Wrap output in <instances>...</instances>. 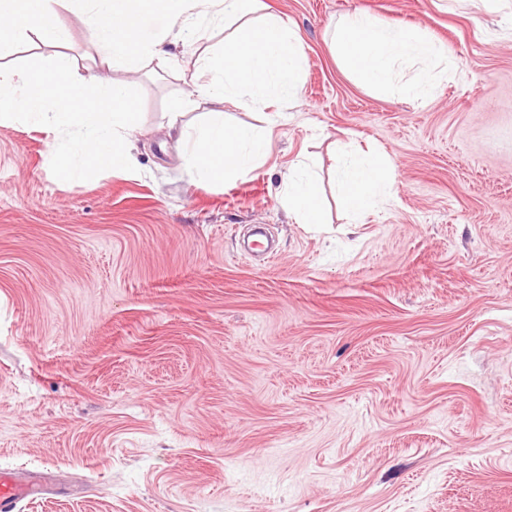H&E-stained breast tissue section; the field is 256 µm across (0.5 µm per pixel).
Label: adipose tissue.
<instances>
[{
    "label": "adipose tissue",
    "instance_id": "adipose-tissue-1",
    "mask_svg": "<svg viewBox=\"0 0 512 512\" xmlns=\"http://www.w3.org/2000/svg\"><path fill=\"white\" fill-rule=\"evenodd\" d=\"M257 0H0V31L12 37L35 36L40 43H62V9L79 4L91 20L92 46L106 65H129L150 58L166 62L164 44L196 43L202 31L236 22L237 34L224 53L203 51L201 80L193 86L185 111L169 116L179 134L190 175L212 182L249 172L269 156L272 133L267 128L228 125L225 101L247 96L256 103L273 97L289 99L299 89L302 46L287 22L274 16L254 21ZM335 42L344 63L376 86L393 80L397 63L418 62L419 70L405 90L414 99L432 94L437 75L431 68L446 50L429 38L402 26L383 23L355 13L341 19ZM197 120L185 118L197 110ZM341 203L355 219L393 196L394 179L389 161L380 153L350 149L338 176ZM280 194L298 223L322 224V185L304 163L292 165Z\"/></svg>",
    "mask_w": 512,
    "mask_h": 512
}]
</instances>
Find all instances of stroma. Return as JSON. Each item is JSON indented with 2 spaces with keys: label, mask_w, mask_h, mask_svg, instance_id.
Instances as JSON below:
<instances>
[{
  "label": "stroma",
  "mask_w": 512,
  "mask_h": 512,
  "mask_svg": "<svg viewBox=\"0 0 512 512\" xmlns=\"http://www.w3.org/2000/svg\"><path fill=\"white\" fill-rule=\"evenodd\" d=\"M297 28V96L224 104L270 126L263 166L192 177L168 128L196 48L173 66L93 62L138 88L135 171L56 179L58 137L0 122V469L39 491L16 512H512V0H259ZM425 30L447 50L424 102L399 65L379 89L328 29L348 13ZM386 153L391 201L351 223L335 188L349 140ZM325 231L277 193L297 159Z\"/></svg>",
  "instance_id": "1"
}]
</instances>
